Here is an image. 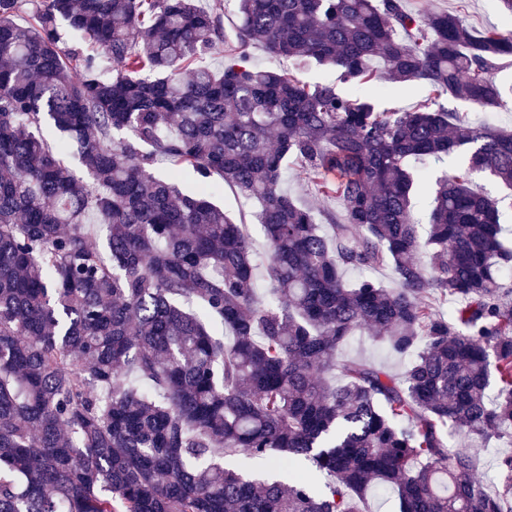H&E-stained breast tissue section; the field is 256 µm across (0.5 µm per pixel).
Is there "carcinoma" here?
Returning <instances> with one entry per match:
<instances>
[{"instance_id":"obj_1","label":"carcinoma","mask_w":512,"mask_h":512,"mask_svg":"<svg viewBox=\"0 0 512 512\" xmlns=\"http://www.w3.org/2000/svg\"><path fill=\"white\" fill-rule=\"evenodd\" d=\"M23 2L0 0V512H365L373 487L398 512H512V455L491 494L448 447L451 429L512 440V247L470 184L512 189V131L439 102L504 106L512 33L406 0H236L233 39L198 0H30L20 26ZM256 43L432 95L385 112L256 66ZM220 47L222 70L202 64ZM457 153L467 168L428 173ZM290 158L340 201L332 237L282 188ZM162 159L258 203L267 298L245 225L155 176ZM384 264L398 287L343 277ZM358 329L402 377L337 356Z\"/></svg>"}]
</instances>
